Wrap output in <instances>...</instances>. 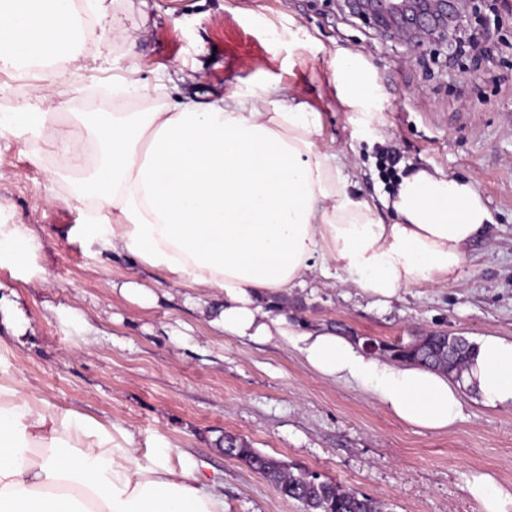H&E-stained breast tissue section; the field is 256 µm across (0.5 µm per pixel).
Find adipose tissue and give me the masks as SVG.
<instances>
[{
    "label": "adipose tissue",
    "instance_id": "obj_1",
    "mask_svg": "<svg viewBox=\"0 0 512 512\" xmlns=\"http://www.w3.org/2000/svg\"><path fill=\"white\" fill-rule=\"evenodd\" d=\"M81 13L61 0H0V62L71 55ZM1 112L0 136L74 159L62 178L85 207L71 235L87 250L130 256L169 284L219 295L211 327L288 341L325 379L354 381L401 421L440 433L462 418L464 393L512 407V339L481 337L460 378L394 366L333 329L296 330L280 310L290 289L347 273L377 304L402 289L453 282L491 215L473 182L424 169L379 205L321 140L319 113L265 88L206 105L149 112ZM469 493L478 512H512V488L488 474ZM0 512H224L198 467L168 453L143 459L134 436L59 409L0 380Z\"/></svg>",
    "mask_w": 512,
    "mask_h": 512
}]
</instances>
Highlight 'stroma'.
Listing matches in <instances>:
<instances>
[{
  "label": "stroma",
  "mask_w": 512,
  "mask_h": 512,
  "mask_svg": "<svg viewBox=\"0 0 512 512\" xmlns=\"http://www.w3.org/2000/svg\"><path fill=\"white\" fill-rule=\"evenodd\" d=\"M87 22L79 62L23 77L0 67V112H16L48 86L64 112H107L96 94L118 76L149 86L145 112L208 102L234 90L294 89L320 112L324 139L340 148L356 190L392 194L381 157L404 176L439 170L472 181L492 216L453 283L405 289L372 305L348 277L293 289L296 329L325 325L356 342H409L428 332L475 341L512 338V0H475L449 40L421 51L384 36L342 0H104ZM110 62L94 64L99 37ZM368 87L349 106L334 79L340 53ZM28 145L0 138V220L35 231L25 268L0 263V296L20 324L0 322V379L51 404L131 431L141 455L170 447L173 465L215 479L225 512H303L245 462L225 457L231 434L260 453L315 471L380 501L384 512H477L467 485L493 475L512 487V407L474 396L443 433L422 432L353 382L321 378L286 341L257 343L212 329L202 291L174 288L119 254L86 251L70 235L80 202L36 165ZM156 294L143 305L120 287Z\"/></svg>",
  "instance_id": "1"
}]
</instances>
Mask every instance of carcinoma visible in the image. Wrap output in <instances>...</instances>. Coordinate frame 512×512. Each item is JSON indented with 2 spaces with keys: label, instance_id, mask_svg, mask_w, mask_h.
Here are the masks:
<instances>
[{
  "label": "carcinoma",
  "instance_id": "carcinoma-1",
  "mask_svg": "<svg viewBox=\"0 0 512 512\" xmlns=\"http://www.w3.org/2000/svg\"><path fill=\"white\" fill-rule=\"evenodd\" d=\"M377 346L395 360L458 375L466 364L471 343L460 336L434 332L409 343L379 342ZM224 455L248 463L283 496L300 502L304 512H383L379 501L346 491L305 468L291 467L265 456L242 438L224 435Z\"/></svg>",
  "mask_w": 512,
  "mask_h": 512
}]
</instances>
